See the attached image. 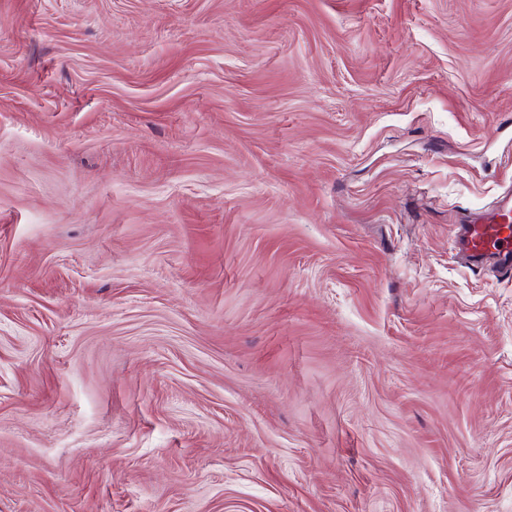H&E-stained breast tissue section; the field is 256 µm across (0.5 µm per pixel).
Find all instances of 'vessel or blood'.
<instances>
[{
  "label": "vessel or blood",
  "mask_w": 512,
  "mask_h": 512,
  "mask_svg": "<svg viewBox=\"0 0 512 512\" xmlns=\"http://www.w3.org/2000/svg\"><path fill=\"white\" fill-rule=\"evenodd\" d=\"M456 236L472 262L493 257L498 268L512 273V201L497 211L456 227Z\"/></svg>",
  "instance_id": "vessel-or-blood-1"
}]
</instances>
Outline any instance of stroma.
I'll return each mask as SVG.
<instances>
[{"mask_svg":"<svg viewBox=\"0 0 512 512\" xmlns=\"http://www.w3.org/2000/svg\"><path fill=\"white\" fill-rule=\"evenodd\" d=\"M512 0H0V512H512ZM512 197L508 203L501 202L497 211L480 216L469 224H457L456 236L471 263L492 256L497 267L504 273H512Z\"/></svg>","mask_w":512,"mask_h":512,"instance_id":"35a3bbf8","label":"stroma"}]
</instances>
